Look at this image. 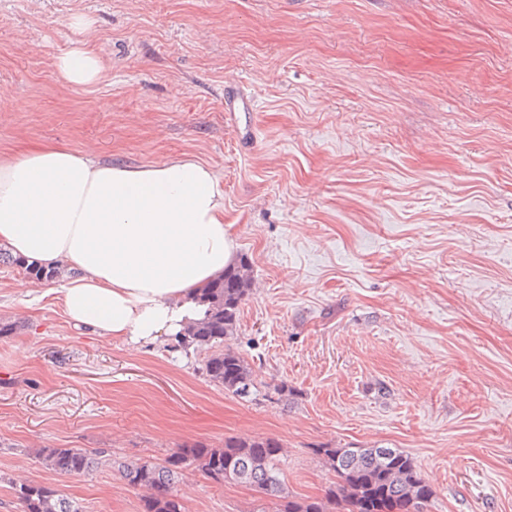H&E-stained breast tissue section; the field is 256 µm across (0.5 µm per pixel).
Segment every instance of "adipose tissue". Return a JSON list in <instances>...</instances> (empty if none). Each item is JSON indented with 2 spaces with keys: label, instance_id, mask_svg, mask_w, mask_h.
<instances>
[{
  "label": "adipose tissue",
  "instance_id": "1",
  "mask_svg": "<svg viewBox=\"0 0 512 512\" xmlns=\"http://www.w3.org/2000/svg\"><path fill=\"white\" fill-rule=\"evenodd\" d=\"M54 67L61 84L103 76L90 20ZM61 278L57 299L73 327L106 340L152 343L200 320L196 295L236 259L224 186L191 157L109 164L90 150L47 147L0 160V245Z\"/></svg>",
  "mask_w": 512,
  "mask_h": 512
}]
</instances>
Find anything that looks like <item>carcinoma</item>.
<instances>
[{"label":"carcinoma","instance_id":"cac0c4a2","mask_svg":"<svg viewBox=\"0 0 512 512\" xmlns=\"http://www.w3.org/2000/svg\"><path fill=\"white\" fill-rule=\"evenodd\" d=\"M19 266L37 280L55 272L27 266L0 249V264ZM246 263L224 270V275L201 290L198 303L206 306L202 320L178 334V341L211 351L203 371L214 385L238 397L254 387L248 364L230 347L241 304L250 293ZM333 471L335 481L324 496L298 499L286 491L279 468L282 445L272 438H226L221 446L186 444L163 463L148 460L121 462L119 475L128 485L147 490L142 512H184L176 493L185 470L194 469L217 486L241 484L275 504V512H426L433 498L431 484L418 474L413 459L399 448L314 449ZM41 462L61 476L93 471L95 458L83 448H44ZM21 512H82L79 506L51 486L22 483L17 489Z\"/></svg>","mask_w":512,"mask_h":512}]
</instances>
